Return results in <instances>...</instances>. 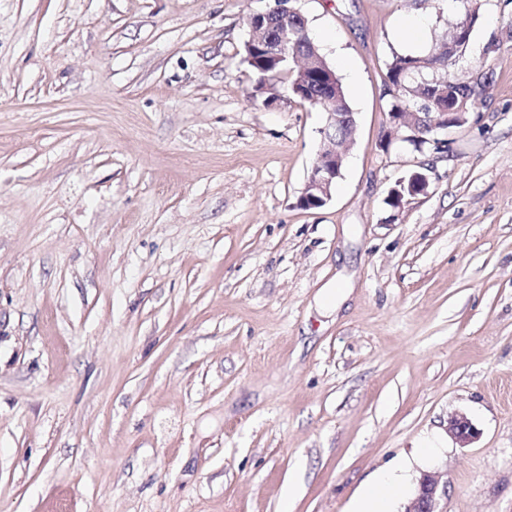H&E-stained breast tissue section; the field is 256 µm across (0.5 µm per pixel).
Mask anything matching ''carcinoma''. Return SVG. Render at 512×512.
<instances>
[{
	"mask_svg": "<svg viewBox=\"0 0 512 512\" xmlns=\"http://www.w3.org/2000/svg\"><path fill=\"white\" fill-rule=\"evenodd\" d=\"M288 51L302 47L304 41L310 39L308 24L304 18H296L287 22ZM459 33L457 28L449 30L446 39L435 46L440 53V64L427 68L420 64L422 57L397 55L393 57L387 71L385 82L386 94L391 96L392 112H435L436 105L461 94L466 98L465 111L469 112L475 104L478 95L477 85H456V79L448 71L449 60L446 45L455 39ZM262 55L253 54L250 46H245V60L258 74L259 85L271 81L288 84V90L298 95L299 82L302 75L290 65L289 59H281L277 65L270 67L261 62ZM311 94L300 97V100L323 111L349 112L351 108L346 100L344 91H339L336 99L330 98V92L324 87L322 78L310 82Z\"/></svg>",
	"mask_w": 512,
	"mask_h": 512,
	"instance_id": "obj_1",
	"label": "carcinoma"
}]
</instances>
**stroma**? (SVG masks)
I'll use <instances>...</instances> for the list:
<instances>
[{"mask_svg": "<svg viewBox=\"0 0 512 512\" xmlns=\"http://www.w3.org/2000/svg\"><path fill=\"white\" fill-rule=\"evenodd\" d=\"M274 5L0 0V512H348L433 431L447 512H512V0L442 154L382 146L384 88L462 0H300L360 80L317 209L326 115L244 60Z\"/></svg>", "mask_w": 512, "mask_h": 512, "instance_id": "35a3bbf8", "label": "stroma"}]
</instances>
